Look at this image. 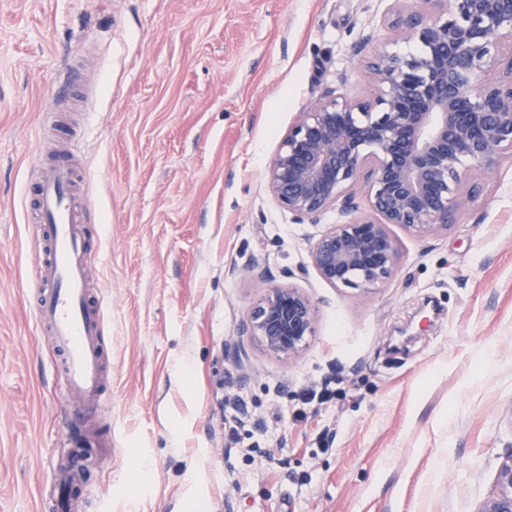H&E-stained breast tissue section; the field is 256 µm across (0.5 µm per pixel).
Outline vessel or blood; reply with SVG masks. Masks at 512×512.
<instances>
[{
    "label": "vessel or blood",
    "mask_w": 512,
    "mask_h": 512,
    "mask_svg": "<svg viewBox=\"0 0 512 512\" xmlns=\"http://www.w3.org/2000/svg\"><path fill=\"white\" fill-rule=\"evenodd\" d=\"M76 182L72 152H58L41 163L38 180L23 204L41 225L45 242L35 269L40 288L35 305L37 325L48 331L65 357L67 401L96 402L105 387L103 314L87 287L93 251L84 232L87 208Z\"/></svg>",
    "instance_id": "vessel-or-blood-1"
}]
</instances>
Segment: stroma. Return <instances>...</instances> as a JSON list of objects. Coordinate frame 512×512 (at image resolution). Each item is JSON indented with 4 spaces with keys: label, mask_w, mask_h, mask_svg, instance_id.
I'll return each mask as SVG.
<instances>
[{
    "label": "stroma",
    "mask_w": 512,
    "mask_h": 512,
    "mask_svg": "<svg viewBox=\"0 0 512 512\" xmlns=\"http://www.w3.org/2000/svg\"><path fill=\"white\" fill-rule=\"evenodd\" d=\"M387 0H0V512H41L75 446L88 512H480L512 452V155L448 231L398 226L394 275L363 294L323 281L271 157L301 112L390 41ZM94 66L70 133L109 359L96 430L65 429L60 357L34 317L42 228L23 193L63 94ZM267 285L299 289L302 357L248 331ZM335 376L336 398L296 392ZM112 438L111 446L100 436Z\"/></svg>",
    "instance_id": "1"
}]
</instances>
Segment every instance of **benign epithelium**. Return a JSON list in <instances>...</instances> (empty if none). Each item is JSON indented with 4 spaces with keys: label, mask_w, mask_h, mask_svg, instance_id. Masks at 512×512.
Listing matches in <instances>:
<instances>
[{
    "label": "benign epithelium",
    "mask_w": 512,
    "mask_h": 512,
    "mask_svg": "<svg viewBox=\"0 0 512 512\" xmlns=\"http://www.w3.org/2000/svg\"><path fill=\"white\" fill-rule=\"evenodd\" d=\"M393 43L366 60L374 92L350 101L329 90L288 129L267 167L275 199L296 218L329 209L336 223L309 257L334 287L371 293L395 271L389 227L425 237L448 231L461 207L469 164L493 168L512 154V79L499 75L500 44L512 43V0H389ZM364 178L366 206L354 188ZM250 336L267 355L298 360L315 337L316 311L298 289H263ZM481 512H512V451Z\"/></svg>",
    "instance_id": "1"
}]
</instances>
